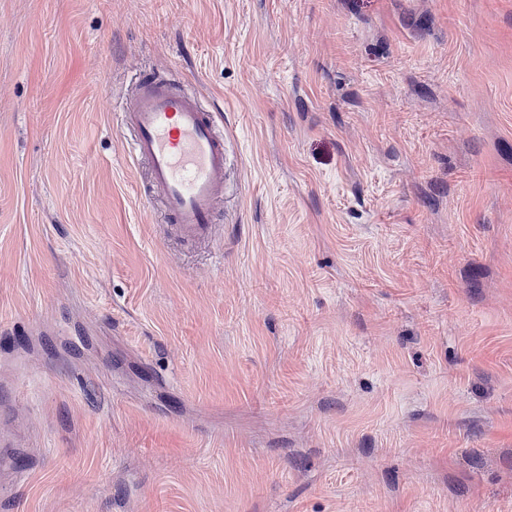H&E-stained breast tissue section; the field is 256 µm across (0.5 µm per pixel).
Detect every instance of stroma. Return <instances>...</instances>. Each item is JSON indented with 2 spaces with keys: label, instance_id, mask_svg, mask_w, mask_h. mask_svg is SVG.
<instances>
[{
  "label": "stroma",
  "instance_id": "obj_1",
  "mask_svg": "<svg viewBox=\"0 0 512 512\" xmlns=\"http://www.w3.org/2000/svg\"><path fill=\"white\" fill-rule=\"evenodd\" d=\"M0 512H512V0H0ZM122 124L133 133L131 156L149 164L167 224L186 243L211 237L227 163L215 113L195 91L150 77L138 83Z\"/></svg>",
  "mask_w": 512,
  "mask_h": 512
}]
</instances>
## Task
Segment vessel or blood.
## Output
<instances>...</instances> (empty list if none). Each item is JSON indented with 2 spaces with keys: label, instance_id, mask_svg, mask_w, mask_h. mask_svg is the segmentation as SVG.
Returning a JSON list of instances; mask_svg holds the SVG:
<instances>
[{
  "label": "vessel or blood",
  "instance_id": "1",
  "mask_svg": "<svg viewBox=\"0 0 512 512\" xmlns=\"http://www.w3.org/2000/svg\"><path fill=\"white\" fill-rule=\"evenodd\" d=\"M129 151L147 161L164 218L186 243L208 239L227 163L224 131L198 94L167 79L139 82L122 114Z\"/></svg>",
  "mask_w": 512,
  "mask_h": 512
}]
</instances>
